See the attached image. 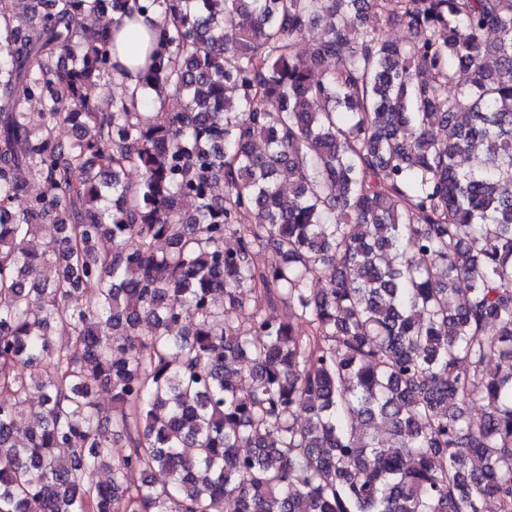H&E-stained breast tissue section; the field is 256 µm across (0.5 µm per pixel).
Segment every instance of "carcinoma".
I'll return each instance as SVG.
<instances>
[{
	"label": "carcinoma",
	"instance_id": "1",
	"mask_svg": "<svg viewBox=\"0 0 512 512\" xmlns=\"http://www.w3.org/2000/svg\"><path fill=\"white\" fill-rule=\"evenodd\" d=\"M128 2L0 0V512H512V0H134L101 103ZM125 26L115 34L116 60L124 67L117 73V80L123 82L125 87H134L138 83L139 68L146 64L147 48L149 38L147 36L148 24L142 17L137 24L138 33H133L127 28L128 18L123 19ZM136 41L137 51L135 54L129 52V45L132 40ZM117 80L112 82L103 81L93 90V96L98 100L105 102L112 97L119 96L122 92V86Z\"/></svg>",
	"mask_w": 512,
	"mask_h": 512
}]
</instances>
